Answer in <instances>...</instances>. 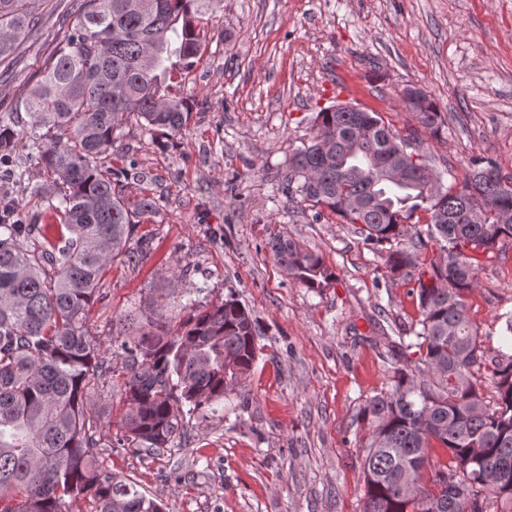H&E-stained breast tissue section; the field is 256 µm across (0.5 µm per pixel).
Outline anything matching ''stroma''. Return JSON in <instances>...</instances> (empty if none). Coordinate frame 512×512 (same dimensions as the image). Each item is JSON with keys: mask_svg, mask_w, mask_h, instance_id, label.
<instances>
[{"mask_svg": "<svg viewBox=\"0 0 512 512\" xmlns=\"http://www.w3.org/2000/svg\"><path fill=\"white\" fill-rule=\"evenodd\" d=\"M73 10L46 0L39 26L0 63V121L17 132L28 116L10 106ZM204 21L203 56L173 87L192 105L186 129L151 136L128 119L106 161L122 170L129 207L144 197L156 207L136 215L128 244L146 257L107 270L87 328L110 355L120 316L147 308L170 275L172 322L189 303L235 299L252 314L259 352L241 394L185 415L184 438L151 454L118 446L125 378L108 374L89 410L99 463L164 512H363L369 431L358 414L388 389L389 343L417 323L418 303L411 283L391 277L386 247L365 244L328 208L277 193L276 177L317 112L339 104L415 137L444 185H460L477 157L512 175V0H215ZM410 86L444 117L438 136L406 106ZM280 238L320 255L335 281L293 282L272 256ZM465 301L483 354L474 377L491 408L487 375L512 350L500 320L512 311L511 240L481 255Z\"/></svg>", "mask_w": 512, "mask_h": 512, "instance_id": "obj_1", "label": "stroma"}]
</instances>
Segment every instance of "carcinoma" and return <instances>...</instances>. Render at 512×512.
<instances>
[{
    "instance_id": "cac0c4a2",
    "label": "carcinoma",
    "mask_w": 512,
    "mask_h": 512,
    "mask_svg": "<svg viewBox=\"0 0 512 512\" xmlns=\"http://www.w3.org/2000/svg\"><path fill=\"white\" fill-rule=\"evenodd\" d=\"M78 2L75 24L40 80L10 108L30 121L25 161L6 167V181L24 185L33 168L52 175L55 195L37 184L31 194L59 223L0 220V512H66L68 499L90 503L89 512H162L133 481L98 467L86 409L111 366L86 318L103 299L106 268L118 257L136 259L127 250L135 213L104 169L116 131L132 115L150 135L186 126L189 99L170 95L169 82L200 61L199 16L212 0ZM41 6L0 0V62L39 24ZM406 104L422 127L440 132L430 98ZM393 142L411 147L375 112L326 108L278 185L360 225L366 244L390 246L391 275L416 284L420 329L391 345L392 384L359 412L369 428L364 512H486V494L512 506V353L494 362L498 402L490 410L473 380L483 355L465 302L477 286L479 256L512 240V177L477 158L457 188L415 173L390 180ZM17 143L18 133L1 122L0 159ZM419 212L428 215L427 238L399 245ZM430 242L438 261L418 273L417 251ZM272 251L306 288L335 277L292 240H276ZM125 322L135 334L116 336L112 352L126 376L120 431L139 452L168 447L184 429L183 405L194 411L235 391L258 353L251 313L233 299L175 325L160 312ZM434 442L452 466L427 485ZM488 473L496 474L490 485Z\"/></svg>"
}]
</instances>
